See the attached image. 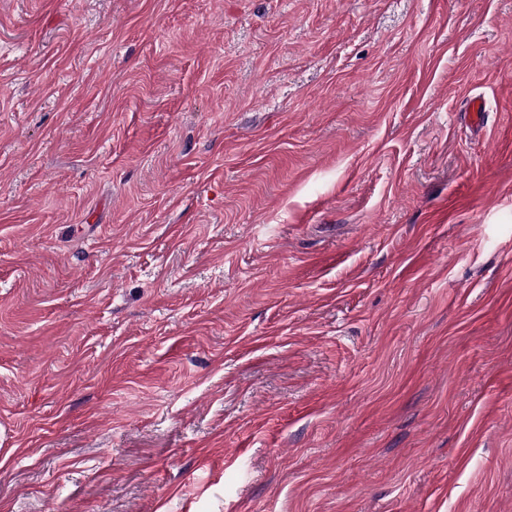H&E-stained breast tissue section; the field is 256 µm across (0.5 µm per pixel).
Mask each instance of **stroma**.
<instances>
[{"mask_svg":"<svg viewBox=\"0 0 512 512\" xmlns=\"http://www.w3.org/2000/svg\"><path fill=\"white\" fill-rule=\"evenodd\" d=\"M0 512H512V0H0Z\"/></svg>","mask_w":512,"mask_h":512,"instance_id":"35a3bbf8","label":"stroma"}]
</instances>
